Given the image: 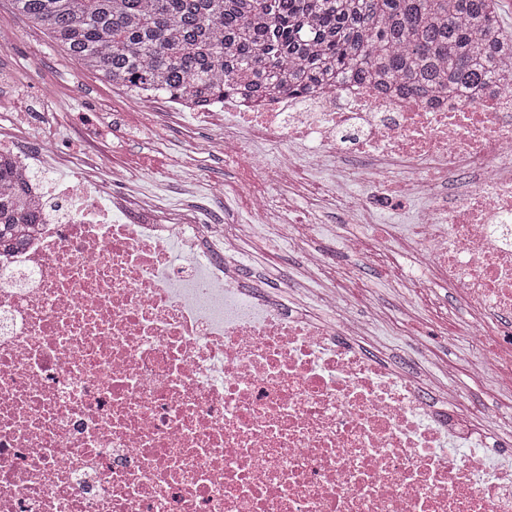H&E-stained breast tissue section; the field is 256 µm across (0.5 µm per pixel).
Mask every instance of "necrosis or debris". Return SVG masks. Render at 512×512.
<instances>
[{
	"label": "necrosis or debris",
	"instance_id": "obj_1",
	"mask_svg": "<svg viewBox=\"0 0 512 512\" xmlns=\"http://www.w3.org/2000/svg\"><path fill=\"white\" fill-rule=\"evenodd\" d=\"M262 223L308 173L349 223L419 196L421 278L478 316L472 379L512 395V92L424 100L352 83L306 99L239 90L196 110ZM51 137L0 143L35 211L0 245V512H512L505 442L334 322L241 292L194 210L160 223L90 157L71 197L36 171ZM311 144L306 165L293 146ZM364 184L356 196L351 182ZM454 202H447V195ZM173 239L200 251L177 261Z\"/></svg>",
	"mask_w": 512,
	"mask_h": 512
}]
</instances>
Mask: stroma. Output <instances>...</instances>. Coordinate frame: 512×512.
<instances>
[{"instance_id": "obj_1", "label": "stroma", "mask_w": 512, "mask_h": 512, "mask_svg": "<svg viewBox=\"0 0 512 512\" xmlns=\"http://www.w3.org/2000/svg\"><path fill=\"white\" fill-rule=\"evenodd\" d=\"M39 55L43 60L40 79L30 78L27 59ZM50 84L59 99L57 122L66 129L59 149H78L96 155L104 165H134L142 168L138 181L158 213L172 215L177 205L201 210L211 228L216 247L224 245V224L233 221L248 225L250 235L238 241L232 251L243 267L247 280L276 292L290 306L307 309L324 317L319 295L324 281L308 278L302 267L303 243L288 227L292 224L316 225V242L326 253L331 269L351 274L352 290L344 300L348 317L366 326V352L408 373L427 372L432 381L458 391L461 399L476 412L482 427L502 428L512 415V399L498 395L492 378L475 382L468 375L476 354L468 339L458 330L472 315L457 293L435 285L431 293L448 309L449 324L429 318L413 288L400 287L393 275L363 258L348 256L342 239L353 232L343 215L330 204L312 205L298 199L284 213L279 224H261L246 212L227 208L211 195L214 183L228 181L231 170L224 167L218 144L220 128L200 122L179 121L143 130L132 124L123 135L111 134L130 104L124 91L115 88L99 73L82 69L52 41L48 32L15 15L11 0H0V95L19 101L21 110L0 111V137L10 142L36 135L42 116L36 101V85ZM96 99L102 110L103 133L94 143H86L71 119L84 98ZM186 158L191 166L184 180L172 176L174 160ZM417 333L418 345H411L409 333Z\"/></svg>"}]
</instances>
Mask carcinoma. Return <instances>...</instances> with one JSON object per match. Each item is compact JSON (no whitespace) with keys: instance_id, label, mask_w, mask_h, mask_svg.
I'll return each instance as SVG.
<instances>
[{"instance_id":"obj_1","label":"carcinoma","mask_w":512,"mask_h":512,"mask_svg":"<svg viewBox=\"0 0 512 512\" xmlns=\"http://www.w3.org/2000/svg\"><path fill=\"white\" fill-rule=\"evenodd\" d=\"M81 68L125 89L222 99L300 95L344 78L417 98L512 90L496 0H12ZM34 214L0 196V242Z\"/></svg>"}]
</instances>
